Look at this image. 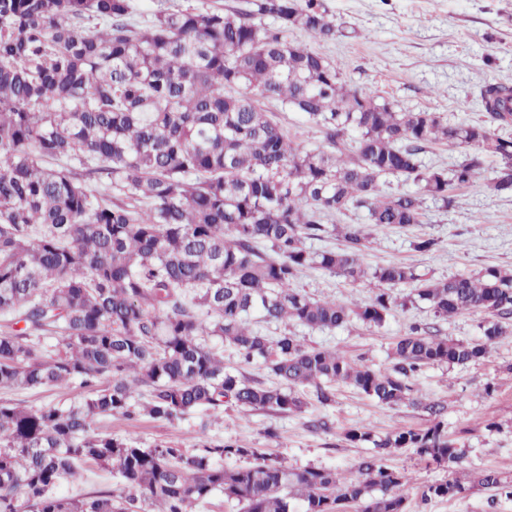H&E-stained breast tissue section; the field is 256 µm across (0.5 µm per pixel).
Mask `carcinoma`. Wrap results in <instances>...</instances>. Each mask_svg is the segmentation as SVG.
<instances>
[{
    "label": "carcinoma",
    "mask_w": 512,
    "mask_h": 512,
    "mask_svg": "<svg viewBox=\"0 0 512 512\" xmlns=\"http://www.w3.org/2000/svg\"><path fill=\"white\" fill-rule=\"evenodd\" d=\"M292 27L336 37L325 0L165 9L140 23L131 0H0V387L83 391L66 406L0 400V512H194L217 492L240 512H295L299 501L303 512L338 502L404 512L407 476L379 456L413 448L460 465L438 422L378 439L364 425L347 430V441L377 448L350 479L266 461L227 470L224 458L254 451L209 440L193 451L138 448L96 427L104 415L175 422L226 403L300 412L305 393L323 407L335 402L338 382L437 419L444 407L419 393V373L476 362L509 328L512 268L447 280L401 263L370 269L358 224L342 225L340 251L311 252L304 241L330 235L324 219L349 209L384 229L419 224L423 197L453 206V190L477 180L483 155L498 161L488 188L512 192V138L496 133L512 125V84L481 89L488 121L450 125L349 86L333 61L284 39ZM260 98L301 113L324 146H294ZM437 143L475 153L429 169L420 154ZM102 174L117 200L90 184ZM387 176L418 191L387 193ZM307 268L383 289L365 304L312 298L292 287ZM404 285L405 300L392 292ZM408 300L442 320H494L472 342L413 325L383 372L251 326L333 330L356 318L380 327ZM219 343L247 364L261 360L277 384L225 370ZM86 462L116 474L127 494L57 495ZM473 484L512 496V481L493 470ZM466 491L452 477L422 498Z\"/></svg>",
    "instance_id": "1"
}]
</instances>
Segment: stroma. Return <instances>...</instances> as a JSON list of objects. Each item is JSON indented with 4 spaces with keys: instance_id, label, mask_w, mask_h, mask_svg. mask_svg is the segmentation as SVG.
Returning <instances> with one entry per match:
<instances>
[{
    "instance_id": "obj_1",
    "label": "stroma",
    "mask_w": 512,
    "mask_h": 512,
    "mask_svg": "<svg viewBox=\"0 0 512 512\" xmlns=\"http://www.w3.org/2000/svg\"><path fill=\"white\" fill-rule=\"evenodd\" d=\"M326 5L338 29L336 39L317 41L293 29L287 33L288 42L334 61L349 85L375 91L398 110L434 112L451 124L483 122L487 115L477 103L481 89L512 82V0H326ZM262 106L292 143L322 145L319 128L300 114L274 100L263 101ZM496 166L495 158L484 157L479 178L455 190L452 207L425 199L420 224L403 229L367 225L365 265L401 262L415 273L441 280L488 267L512 268V193L496 194L487 187ZM429 238L434 241L431 250H415V241ZM294 286L316 299L359 303L377 290L376 284H353L317 268L303 270ZM488 319L479 312L442 321L428 304L417 302L394 311L381 327L355 320L335 330L266 324L262 331L269 336L286 332L306 345L331 347L382 370L389 365L397 337L411 324L428 325L440 336L470 342L481 339ZM418 387L444 405L443 426L462 462L452 471L420 458L411 448L382 456V464L406 472L410 480L405 512H512V499L484 488L454 498L421 500L425 485L447 479L452 472L465 482L485 470L512 479V333L497 339L478 362L426 368ZM79 394L74 387L0 389V399L26 408L49 402L66 405ZM322 421L327 429H319ZM360 424L383 435L427 427L429 418L418 408L382 405L340 383L331 406L312 401L300 413L243 410L228 404L218 415L208 417L199 411L174 423L146 416L97 420L99 430L133 440L141 448L174 442L192 450L206 437L245 445L257 456L292 468L331 469L349 478L356 476L363 458L375 453L371 443L344 439L347 429Z\"/></svg>"
}]
</instances>
